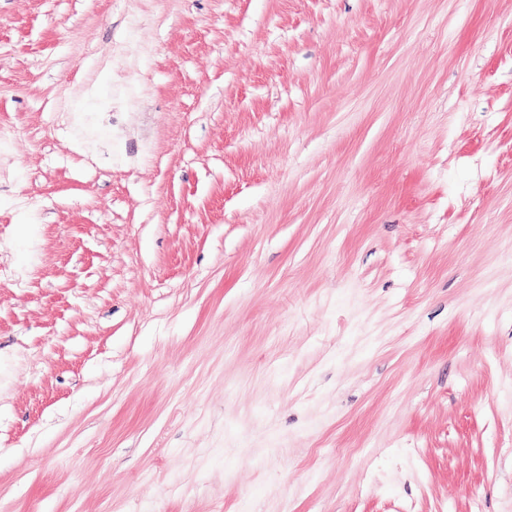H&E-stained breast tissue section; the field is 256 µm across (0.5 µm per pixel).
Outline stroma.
Wrapping results in <instances>:
<instances>
[{
  "mask_svg": "<svg viewBox=\"0 0 512 512\" xmlns=\"http://www.w3.org/2000/svg\"><path fill=\"white\" fill-rule=\"evenodd\" d=\"M0 512H512V0H0Z\"/></svg>",
  "mask_w": 512,
  "mask_h": 512,
  "instance_id": "35a3bbf8",
  "label": "stroma"
}]
</instances>
